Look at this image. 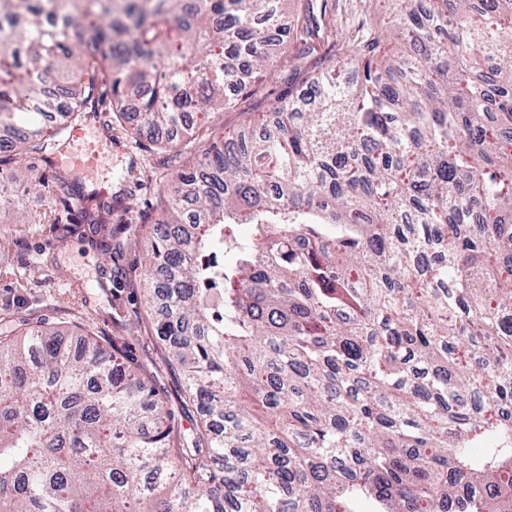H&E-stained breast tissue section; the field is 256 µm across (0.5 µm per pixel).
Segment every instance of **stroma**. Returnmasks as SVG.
Returning a JSON list of instances; mask_svg holds the SVG:
<instances>
[{"label":"stroma","instance_id":"1","mask_svg":"<svg viewBox=\"0 0 512 512\" xmlns=\"http://www.w3.org/2000/svg\"><path fill=\"white\" fill-rule=\"evenodd\" d=\"M283 9L291 32L277 70L266 75L255 94L240 96L235 108L214 113L205 128L181 138L176 148L167 147V132L140 130L138 113L119 118L107 103L98 124L85 126V141L108 134L124 148L78 171L84 192L97 190L111 199L110 224L95 228L80 223L77 198L57 193L53 153L66 146V139L54 137L47 155L0 154V167L24 170L43 183L40 192L22 194L18 208L0 211V334L19 335L44 325L76 344L84 332H94L104 347H117L146 370L187 435L199 413L156 334L162 303L149 300L143 281L165 187L174 183L191 155L221 133L260 128L268 105L285 84H301L330 66L337 68L341 81H352L360 70L346 65L348 46L376 39L392 53L402 44L400 33L385 26L384 0H285Z\"/></svg>","mask_w":512,"mask_h":512}]
</instances>
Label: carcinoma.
<instances>
[{"instance_id":"1","label":"carcinoma","mask_w":512,"mask_h":512,"mask_svg":"<svg viewBox=\"0 0 512 512\" xmlns=\"http://www.w3.org/2000/svg\"><path fill=\"white\" fill-rule=\"evenodd\" d=\"M393 5L398 55L284 89L166 192L145 284L192 437L95 337L0 339V512H512V0ZM289 31L272 0H0V145L108 91L189 133Z\"/></svg>"}]
</instances>
